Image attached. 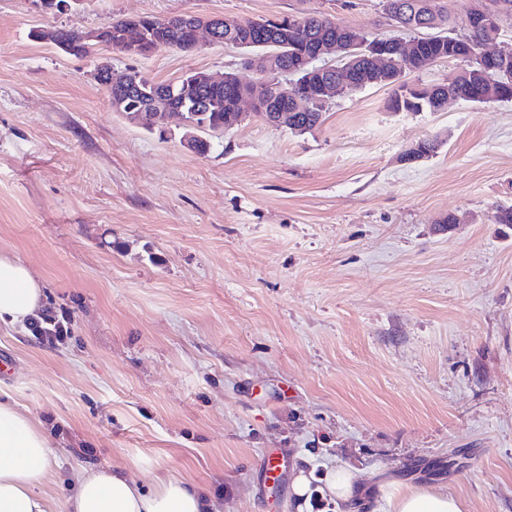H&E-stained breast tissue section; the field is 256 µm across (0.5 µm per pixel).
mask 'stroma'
<instances>
[{"mask_svg":"<svg viewBox=\"0 0 512 512\" xmlns=\"http://www.w3.org/2000/svg\"><path fill=\"white\" fill-rule=\"evenodd\" d=\"M183 14L396 32L381 0H0V256L72 319L55 343L0 324V400L59 450L47 512L107 464L147 488L187 479L219 512H298L299 470L347 466L375 499L398 480L512 512V227L494 219L512 206V101L396 112L390 87L348 90L311 131L249 114L200 156L179 121L115 111L94 70L252 80L239 49L75 57L31 36ZM276 452L277 484L260 466Z\"/></svg>","mask_w":512,"mask_h":512,"instance_id":"1","label":"stroma"}]
</instances>
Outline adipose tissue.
I'll use <instances>...</instances> for the list:
<instances>
[{"mask_svg":"<svg viewBox=\"0 0 512 512\" xmlns=\"http://www.w3.org/2000/svg\"><path fill=\"white\" fill-rule=\"evenodd\" d=\"M44 296L40 281L27 264L0 257V323L21 324L35 316ZM55 455L38 424L16 407L0 402V512H47L36 489L43 482ZM293 493L306 501L321 493L336 504L351 508L360 502L362 485L348 468L329 471L321 490H313L311 478L299 472ZM388 512H462L461 502L430 488L400 481L390 484ZM70 512H212L209 495L183 479L158 478L151 490L142 489L121 467L82 471Z\"/></svg>","mask_w":512,"mask_h":512,"instance_id":"1","label":"adipose tissue"}]
</instances>
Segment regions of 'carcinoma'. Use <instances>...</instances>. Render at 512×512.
<instances>
[{
    "mask_svg": "<svg viewBox=\"0 0 512 512\" xmlns=\"http://www.w3.org/2000/svg\"><path fill=\"white\" fill-rule=\"evenodd\" d=\"M384 10L398 11L408 23L420 21L423 0H382ZM176 17L167 18L161 23L158 18L144 16L136 24H130L122 19L112 22V30L104 33L102 44L127 42L138 47L147 45L151 48H176L183 52L189 51L192 33L184 27L174 25ZM321 34H326L334 40L345 44L353 36L351 28L331 20L326 16H304L296 26H275L259 33L252 29L250 22L238 25L233 31H224V45L228 46L237 41H251L253 44L271 43L284 45V63L289 65L295 59V54L309 50L310 42ZM445 38L452 39L457 44L456 58L467 62L462 70L459 92L463 100L473 103L481 102V96L486 88L494 89L500 101L512 100V81L506 76H512V40L505 43L504 55L496 63L490 64L480 54V42L472 39L471 35L458 36L447 33ZM61 43L65 52L79 57L92 53L79 42L70 30H62ZM439 57H448V42L422 43L418 46L416 58L412 62V70L421 71L436 62ZM396 96L390 99L392 110L397 112H419L442 110L448 103L447 86L443 84L425 87L421 90H408L406 85H397ZM239 90L231 86L210 87L207 85L187 86L180 80L175 83V95L167 96L168 105L182 107L187 111V118L200 131L223 130L229 123V118L235 116L236 100ZM201 98L208 101V107L202 112L192 111L195 100Z\"/></svg>",
    "mask_w": 512,
    "mask_h": 512,
    "instance_id": "1",
    "label": "carcinoma"
}]
</instances>
